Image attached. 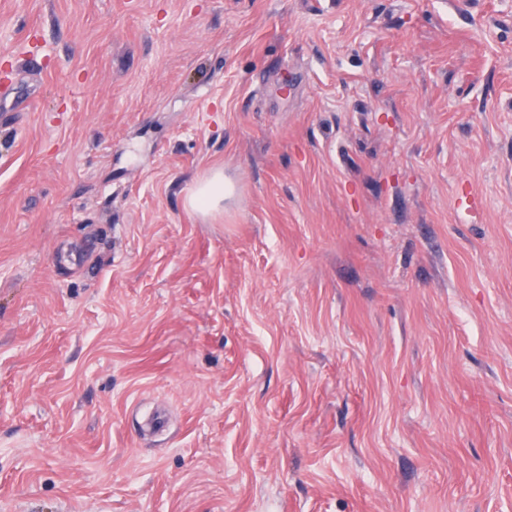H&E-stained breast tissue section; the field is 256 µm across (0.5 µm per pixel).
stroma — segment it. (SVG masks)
<instances>
[{
    "mask_svg": "<svg viewBox=\"0 0 512 512\" xmlns=\"http://www.w3.org/2000/svg\"><path fill=\"white\" fill-rule=\"evenodd\" d=\"M0 512H512V0H0ZM224 196H230L226 184L224 194V172L213 169L196 182L187 196L186 207L199 214L211 215L224 209Z\"/></svg>",
    "mask_w": 512,
    "mask_h": 512,
    "instance_id": "1",
    "label": "stroma"
}]
</instances>
